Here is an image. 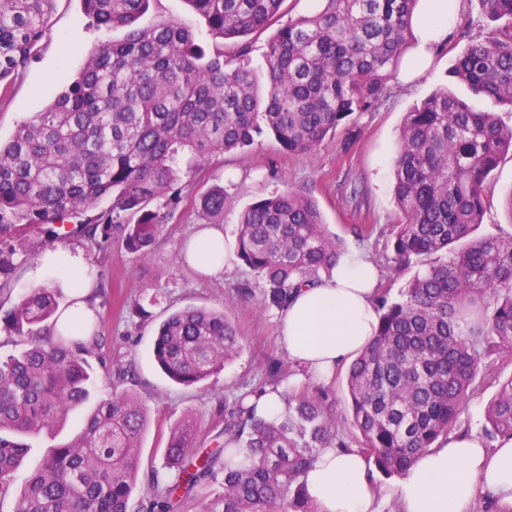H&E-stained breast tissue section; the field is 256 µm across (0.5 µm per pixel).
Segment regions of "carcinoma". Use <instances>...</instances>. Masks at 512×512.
<instances>
[{
  "instance_id": "cac0c4a2",
  "label": "carcinoma",
  "mask_w": 512,
  "mask_h": 512,
  "mask_svg": "<svg viewBox=\"0 0 512 512\" xmlns=\"http://www.w3.org/2000/svg\"><path fill=\"white\" fill-rule=\"evenodd\" d=\"M97 29L121 28L102 43L43 112L0 143V241L43 224L79 235L99 227L132 253L149 254L186 180L216 153L242 150L267 129L290 155H304L355 112L375 108L411 44L418 0H318L309 16L278 27L263 53L267 82L241 38L278 22L284 0H188L217 43L208 51L174 21L142 25L150 0H81ZM53 0H0V83L24 68L47 34ZM489 22L457 56L452 77L473 95L512 108V0H479ZM235 48L224 50V42ZM263 124H258L257 118ZM512 152V127L437 90L406 114L394 160L395 270L418 266L398 301L376 289V338L351 363L346 385L357 447L386 477L403 476L422 451L448 438L463 400L476 388L482 357L512 356V236L474 237L483 222L491 172ZM225 190L200 197L208 219L224 215ZM109 203L105 209L100 208ZM128 213L138 215L131 223ZM238 255L282 310L293 291L328 274L341 257L317 203L289 187L249 205L237 226ZM53 288L21 297L0 321L24 348L0 363V500L10 496L29 438L51 434L91 400L85 355L100 346L94 323L55 335ZM240 336L222 310L186 307L160 325L153 356L183 385L224 370ZM293 374L279 364L224 406L216 448L202 451L193 424L171 430L164 467L145 476L144 512H176L178 501L223 474L224 492L201 512H316L303 477L321 448H348L322 390L285 393L279 421L256 413L267 386ZM98 402L71 441L51 448L15 496L13 512H129L146 429L142 403L121 385ZM490 440L512 439V377L486 410Z\"/></svg>"
}]
</instances>
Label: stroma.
Returning <instances> with one entry per match:
<instances>
[{
    "mask_svg": "<svg viewBox=\"0 0 512 512\" xmlns=\"http://www.w3.org/2000/svg\"><path fill=\"white\" fill-rule=\"evenodd\" d=\"M172 20L191 26L199 43L208 47L212 37L205 21L186 0H150L142 21ZM485 20L478 0H464L447 46L418 79L415 87L401 91L389 87L383 102L372 112L352 114L335 133L308 154L283 153L269 133L257 136L243 151L212 156L157 237L148 256L128 253L117 239L97 246L80 237L59 240L45 231L22 239H5L0 250L10 254L16 271L0 283V308L10 309L32 291V270L45 250L64 247L81 252L95 275L91 301L101 346L87 360L98 376L95 399L107 396L106 383L115 369L132 365L133 381L126 387L144 405L148 427L139 448V472L162 470L171 430L192 420L202 441L224 424V401L242 385L267 378L270 364L285 361L278 348V312L264 306V290L241 261H234L223 276L200 279L181 259L185 239L205 225L199 207L201 195L214 184L226 190L221 226L234 238L241 212L255 201L288 187L303 190L317 201L330 232L340 236L348 251L362 250L381 268L382 282L391 299H399L411 271L392 270L391 229L398 221L393 196V157L406 112L432 92L447 88L476 108L497 113L504 126H512V109L492 100L473 98L469 89L452 80L455 55L480 35ZM121 31L98 30L89 25L81 0H54L49 32L38 43L18 75L0 93V140L8 141L16 127L51 103L63 81L75 76L88 54L100 43L120 39ZM491 190L479 234L512 235V217L504 199L512 191V154L505 155L490 178ZM370 227L369 237H356L351 225ZM225 310L241 336L239 354L222 373L205 383L183 386L168 379L156 364L152 348L160 323L172 312L188 307ZM512 377V361L489 354L479 368V384L464 403L457 431L483 435L485 408L499 382ZM87 408L74 412L55 439L34 440L22 467L15 474L23 488L30 470L52 442H65L77 434Z\"/></svg>",
    "mask_w": 512,
    "mask_h": 512,
    "instance_id": "stroma-1",
    "label": "stroma"
}]
</instances>
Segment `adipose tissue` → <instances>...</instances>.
Returning <instances> with one entry per match:
<instances>
[{
  "label": "adipose tissue",
  "instance_id": "1",
  "mask_svg": "<svg viewBox=\"0 0 512 512\" xmlns=\"http://www.w3.org/2000/svg\"><path fill=\"white\" fill-rule=\"evenodd\" d=\"M463 0H419L412 15L416 44L397 72L400 89H411L446 47ZM233 247L218 225L197 230L183 249L185 263L204 276L231 269ZM40 268L64 274L74 283L69 306L59 322L91 318L85 300L91 270L80 253L57 248L38 260ZM377 271L362 251L344 254L331 275L299 288L279 313L277 343L295 370L318 378L332 377L375 337L379 311L375 305ZM370 465L357 449H320L304 481L317 512H385L393 498L398 512H474L489 496L512 504V439L485 448L473 436H453L418 455L397 480L389 496L376 487Z\"/></svg>",
  "mask_w": 512,
  "mask_h": 512
}]
</instances>
